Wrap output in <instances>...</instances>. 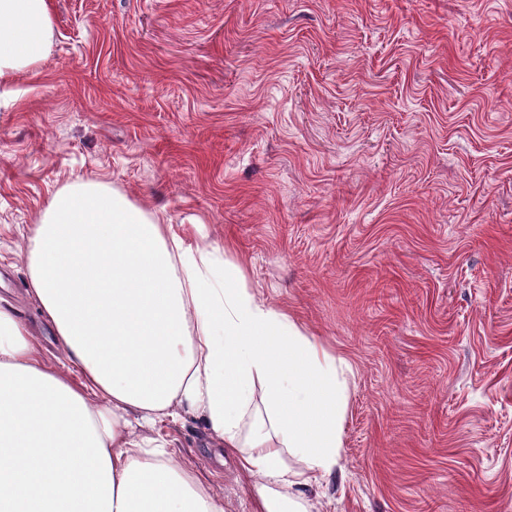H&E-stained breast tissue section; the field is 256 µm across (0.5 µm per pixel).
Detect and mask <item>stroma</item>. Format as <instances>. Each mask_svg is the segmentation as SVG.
<instances>
[{"instance_id": "stroma-1", "label": "stroma", "mask_w": 512, "mask_h": 512, "mask_svg": "<svg viewBox=\"0 0 512 512\" xmlns=\"http://www.w3.org/2000/svg\"><path fill=\"white\" fill-rule=\"evenodd\" d=\"M0 85V298L52 195L95 180L231 255L350 363L314 512H512V0H51ZM224 512L254 477L156 425Z\"/></svg>"}]
</instances>
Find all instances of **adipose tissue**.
<instances>
[{
	"mask_svg": "<svg viewBox=\"0 0 512 512\" xmlns=\"http://www.w3.org/2000/svg\"><path fill=\"white\" fill-rule=\"evenodd\" d=\"M50 0H0V81L37 70ZM49 363L0 302V512H224L159 420L199 416L256 477L264 512H312L342 448L348 361L260 300L220 247L87 180L61 187L27 247Z\"/></svg>",
	"mask_w": 512,
	"mask_h": 512,
	"instance_id": "ef3b65f1",
	"label": "adipose tissue"
}]
</instances>
